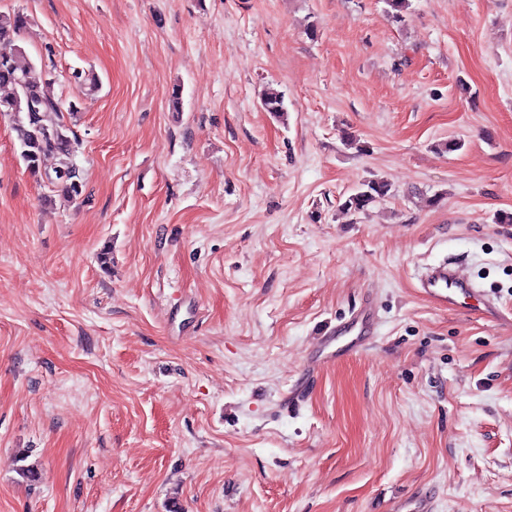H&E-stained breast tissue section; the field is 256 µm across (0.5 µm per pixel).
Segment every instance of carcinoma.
Here are the masks:
<instances>
[{"mask_svg": "<svg viewBox=\"0 0 512 512\" xmlns=\"http://www.w3.org/2000/svg\"><path fill=\"white\" fill-rule=\"evenodd\" d=\"M26 25L27 17L22 13L0 14V52L9 50L7 58L0 60V87L10 89L8 95L0 97V112L14 114L13 130L26 166L38 173L44 159L55 158L56 166L45 177L65 197L76 200V185L83 183L74 162L80 143L64 121V102L52 92V72L37 65L16 45V38ZM263 108L276 115L284 113L282 95L266 93ZM391 190L386 180L366 181L348 196L342 210L353 215L363 213L389 197Z\"/></svg>", "mask_w": 512, "mask_h": 512, "instance_id": "carcinoma-1", "label": "carcinoma"}]
</instances>
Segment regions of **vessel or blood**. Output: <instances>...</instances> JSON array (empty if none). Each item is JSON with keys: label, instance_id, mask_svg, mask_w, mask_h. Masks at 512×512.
I'll return each instance as SVG.
<instances>
[{"label": "vessel or blood", "instance_id": "vessel-or-blood-1", "mask_svg": "<svg viewBox=\"0 0 512 512\" xmlns=\"http://www.w3.org/2000/svg\"><path fill=\"white\" fill-rule=\"evenodd\" d=\"M419 287L425 295L455 308L460 305H468L476 308L492 320H500L503 311L482 288L467 275L464 274L458 262L442 260L439 263L427 267L418 277ZM337 329H325L317 340L311 356L312 365H320L335 358L337 351L334 347Z\"/></svg>", "mask_w": 512, "mask_h": 512}]
</instances>
